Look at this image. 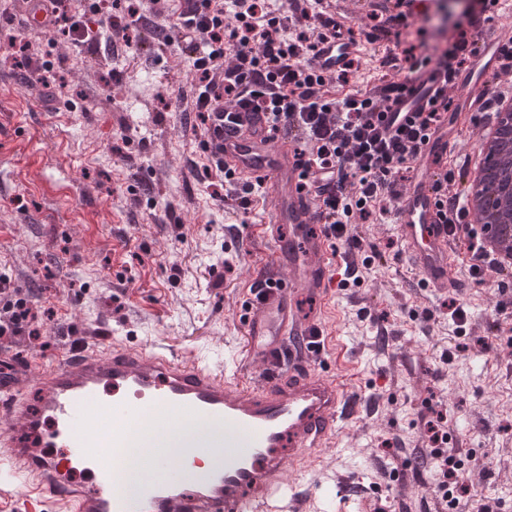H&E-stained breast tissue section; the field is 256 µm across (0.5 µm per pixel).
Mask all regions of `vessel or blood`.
<instances>
[{"instance_id":"vessel-or-blood-1","label":"vessel or blood","mask_w":512,"mask_h":512,"mask_svg":"<svg viewBox=\"0 0 512 512\" xmlns=\"http://www.w3.org/2000/svg\"><path fill=\"white\" fill-rule=\"evenodd\" d=\"M332 18L336 39L314 61L326 75L363 52L348 25L370 22L360 0H338ZM24 25L51 30L48 0H26ZM511 30L512 5L482 11L467 28L474 48L467 71L445 83L429 64L395 69L390 79L406 88L390 108L396 124L427 108L439 87L456 106L418 149L413 177L387 192L390 228L400 243L396 268L419 296L470 286L457 266L478 258L465 253L463 231L438 203L440 194L456 197L461 184L437 180L446 165L462 166L479 102L490 91L512 89V66L501 58ZM237 116V131L208 133L205 149L241 176L261 178L268 200L259 231L269 249L254 277L269 287L248 299L244 319L250 377L241 376L235 360L226 366L197 356L178 360L163 346L146 349L119 338L104 346L82 343L48 363L1 357L0 486L25 488L16 512H43L47 503L55 512H309V499L289 473L318 466L359 408L340 378L316 365L312 341L325 329L298 311L296 298L325 296L352 255L330 252L318 228L321 174L303 175L294 152L297 130L274 138L254 113L241 108ZM282 224L302 233L303 242L280 236ZM192 420L223 425L224 441L210 445L204 481L189 485L183 474L195 442L185 427ZM135 445L145 485L133 504L124 494L121 462Z\"/></svg>"}]
</instances>
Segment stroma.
<instances>
[{
    "mask_svg": "<svg viewBox=\"0 0 512 512\" xmlns=\"http://www.w3.org/2000/svg\"><path fill=\"white\" fill-rule=\"evenodd\" d=\"M24 0H0V37L26 43L31 64L0 55V272L33 290L42 337L0 343L15 357L54 360L84 337L117 334L166 342L177 355L223 361L242 347L236 310L260 259L238 227L249 211L202 147L190 105L197 76L177 46L77 45L23 23ZM461 14L393 21L402 46L445 45ZM387 48L367 45L337 97L385 74ZM495 277L466 293L419 300L378 265L325 300L302 295L301 312L328 332L321 365L342 373L365 406L305 487L326 512H429L433 472L418 459L437 415L466 440L458 458L476 468V503L512 512V316L485 301ZM466 314L457 333L449 310ZM499 324L503 343H483Z\"/></svg>",
    "mask_w": 512,
    "mask_h": 512,
    "instance_id": "1",
    "label": "stroma"
}]
</instances>
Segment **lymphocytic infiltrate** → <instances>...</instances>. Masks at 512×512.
Masks as SVG:
<instances>
[{
  "label": "lymphocytic infiltrate",
  "mask_w": 512,
  "mask_h": 512,
  "mask_svg": "<svg viewBox=\"0 0 512 512\" xmlns=\"http://www.w3.org/2000/svg\"><path fill=\"white\" fill-rule=\"evenodd\" d=\"M324 0H287L282 13L268 11L265 0H185L177 26L180 49L192 61L198 85L192 97L204 124L233 123L230 106L263 113L271 131L295 125L311 152L308 163L337 167L336 181L321 194L322 220L331 238L344 237L354 217H368L385 200L388 186L411 169L418 144L450 105L438 94L415 123L386 136L388 102L373 94L331 98L327 76L312 64L318 46L334 35L336 23L324 19ZM409 66L435 64L445 78L465 70L471 55L462 33L435 53L403 51ZM224 112H216V105ZM40 337L38 313L29 294L11 287L0 274V339L19 334ZM448 433L443 421L429 423L421 437L436 472L432 492L452 512L467 500L463 468L444 454Z\"/></svg>",
  "instance_id": "f902f5d3"
}]
</instances>
